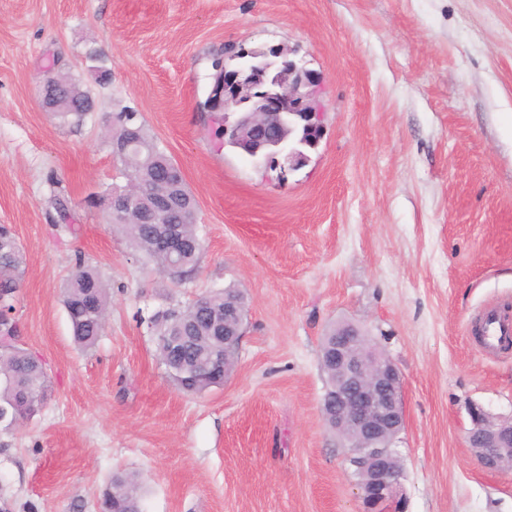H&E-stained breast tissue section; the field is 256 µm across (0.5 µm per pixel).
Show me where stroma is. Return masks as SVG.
Instances as JSON below:
<instances>
[{"mask_svg":"<svg viewBox=\"0 0 512 512\" xmlns=\"http://www.w3.org/2000/svg\"><path fill=\"white\" fill-rule=\"evenodd\" d=\"M259 44L297 49L325 87L323 137L284 182L202 108L225 47ZM59 71L94 99L82 125L42 108ZM124 106L197 200L204 251L180 283L85 203L124 183ZM0 224L25 257L17 343L50 386L0 431V512H99L118 471L142 478V512H359L320 411L340 323L402 375L403 512H512V469L485 472L467 441L472 407L512 418V352L470 332L512 304V0H0ZM80 261L112 293L87 350L61 294ZM228 287L248 307L236 363L184 394L146 321ZM125 112H128L125 114V115H128V116H125V120H127V122L129 124H131V122L138 117V112L136 113V112L132 111V109H128L123 112L115 113L114 118L116 117L117 127H116V130L113 129V131H112V141L114 140V141L119 142L126 135L125 124L123 123V120H122ZM132 132H133V129H130L129 127H127L128 136L124 140H122L120 143L115 144L113 146L114 152L123 153L126 150V148L132 143V138L130 137V134Z\"/></svg>","mask_w":512,"mask_h":512,"instance_id":"35a3bbf8","label":"stroma"}]
</instances>
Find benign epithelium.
Listing matches in <instances>:
<instances>
[{
	"mask_svg": "<svg viewBox=\"0 0 512 512\" xmlns=\"http://www.w3.org/2000/svg\"><path fill=\"white\" fill-rule=\"evenodd\" d=\"M236 65L224 69L222 86H213L209 99L213 112L224 113V136L237 142L239 150L279 170L281 180L304 167L307 151L319 143L324 132V107L320 99L321 77L295 51L278 45L243 48L233 54ZM44 111L67 117L78 111L70 97L44 85ZM280 129L275 141L264 139V118ZM179 209L176 196L150 199L143 213ZM186 239L173 226L164 234V248L171 254L185 250ZM246 312L224 318L217 340L224 356L215 359L213 372L227 377L228 362L242 335ZM362 331L345 327L325 351L327 366L336 369V387L327 390L321 403L323 420L345 442L347 461L358 477L361 512H402L398 497L402 473L391 465L392 444L405 426L402 402L403 380L389 360L373 356L362 344ZM474 429L469 444L476 445L479 465L488 472L503 470L504 453L512 451V426L487 423L484 411H470Z\"/></svg>",
	"mask_w": 512,
	"mask_h": 512,
	"instance_id": "benign-epithelium-1",
	"label": "benign epithelium"
}]
</instances>
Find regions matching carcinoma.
<instances>
[{
	"mask_svg": "<svg viewBox=\"0 0 512 512\" xmlns=\"http://www.w3.org/2000/svg\"><path fill=\"white\" fill-rule=\"evenodd\" d=\"M136 144L124 154L114 155L116 173L127 180V185H137L156 196L178 191L183 197V212L196 214V200L186 185L175 188L168 184L164 171L158 170L148 180L144 167L156 159L169 158L166 150L148 133L143 119L135 126ZM111 226L119 229L148 262L177 280L186 279L198 265L203 252V241L197 224L183 225L187 239L186 252L180 260V270H175L167 253L160 249L154 225L143 223L139 207L130 205L110 219ZM22 248L12 229L0 224V300L13 307V300L21 280ZM240 296L234 288L212 290L184 307L155 314L149 329L158 337L156 347L161 364H166L168 354L159 337L171 336L186 323L193 327L195 339L184 348L182 370L166 368L178 389L187 394H201L223 385L211 373L212 325L224 317V296ZM62 301L68 314L72 337L81 348L93 347L105 329L110 309L109 288L100 272L82 262L67 277L62 289ZM47 397V377L42 365L32 354L13 341L0 342V430H10L31 420L44 405ZM105 512H141L137 479L125 473L114 475L103 493Z\"/></svg>",
	"mask_w": 512,
	"mask_h": 512,
	"instance_id": "1",
	"label": "carcinoma"
}]
</instances>
